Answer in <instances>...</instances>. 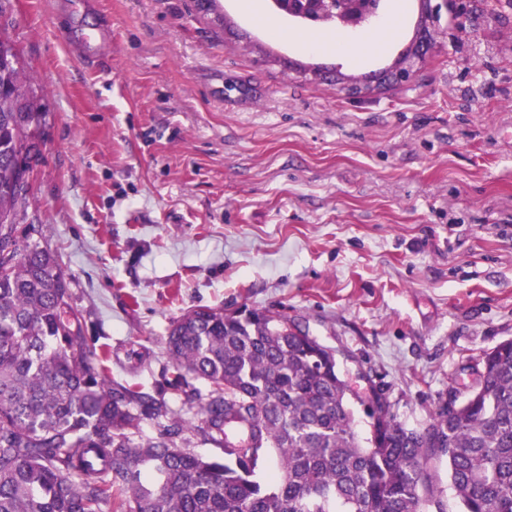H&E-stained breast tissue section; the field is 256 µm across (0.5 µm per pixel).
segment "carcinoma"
Listing matches in <instances>:
<instances>
[{
	"label": "carcinoma",
	"instance_id": "carcinoma-1",
	"mask_svg": "<svg viewBox=\"0 0 512 512\" xmlns=\"http://www.w3.org/2000/svg\"><path fill=\"white\" fill-rule=\"evenodd\" d=\"M0 54L12 57L0 67V512H447L436 459L458 512H512V340L421 428L380 390L360 396L287 316L256 309L174 320L152 391L111 377L109 351L87 354L60 256L42 225L25 223L17 160L30 171L39 160L41 113L3 30ZM168 394L197 405L198 421L174 413ZM198 435L224 457L198 454Z\"/></svg>",
	"mask_w": 512,
	"mask_h": 512
}]
</instances>
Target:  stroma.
Wrapping results in <instances>:
<instances>
[{"instance_id": "35a3bbf8", "label": "stroma", "mask_w": 512, "mask_h": 512, "mask_svg": "<svg viewBox=\"0 0 512 512\" xmlns=\"http://www.w3.org/2000/svg\"><path fill=\"white\" fill-rule=\"evenodd\" d=\"M62 0H0L47 135L28 221L43 227L93 349L153 388L172 320L199 306L285 313L408 427L465 396L512 340V0H470L407 86L352 99L371 52L279 48L219 0H97L94 61L65 45ZM145 353L133 365L132 351Z\"/></svg>"}]
</instances>
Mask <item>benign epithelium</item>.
<instances>
[{
    "instance_id": "benign-epithelium-1",
    "label": "benign epithelium",
    "mask_w": 512,
    "mask_h": 512,
    "mask_svg": "<svg viewBox=\"0 0 512 512\" xmlns=\"http://www.w3.org/2000/svg\"><path fill=\"white\" fill-rule=\"evenodd\" d=\"M379 0H279L280 8L289 16H303L315 23L325 15H336L341 22L375 15ZM448 0H419L420 18L415 34L406 50L386 69L376 71L363 79L348 77L337 70L334 81L352 98L371 96L391 85H408L419 66L426 62L429 50L442 37L439 28L442 9Z\"/></svg>"
}]
</instances>
